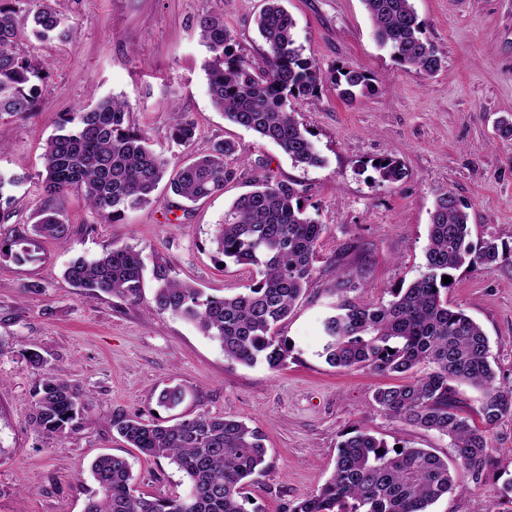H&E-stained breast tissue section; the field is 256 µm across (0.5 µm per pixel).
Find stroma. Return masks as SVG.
Returning <instances> with one entry per match:
<instances>
[{"mask_svg":"<svg viewBox=\"0 0 512 512\" xmlns=\"http://www.w3.org/2000/svg\"><path fill=\"white\" fill-rule=\"evenodd\" d=\"M75 42L23 41L21 48L50 65L40 106L26 119L0 117V172L18 177L0 238L30 230L41 203L37 173L45 141L61 113L109 95L124 96L130 122L171 162L188 151L231 138L238 144V180L223 194L192 205L181 220H166L157 203L128 212L116 224L99 219L82 195L69 194L67 243L41 239L25 262L0 257V512H83L97 486L90 464L100 454L128 459L139 492L175 497L187 480L166 460L126 447L115 417L170 419L208 412L231 416L265 433L268 468L248 488L254 512H288L294 502L330 477L337 445L355 429H368L388 445L449 451L447 440L381 411L377 387L397 376L330 366L321 356L322 323L333 313L328 293L337 263L361 269L351 300H390L392 290L419 276L430 214L437 195L452 191L469 215L473 242L493 238L512 247V139L499 138L495 122L512 115V0H413L425 35L443 56L426 77L401 67L372 35L361 0H286L304 56L324 74L319 100H294L296 119L310 132L322 166L294 165L275 143L234 125L216 111L200 67L206 54L197 35L199 16L216 11L244 54L261 62L266 46L256 17L263 0H51ZM353 65L377 79V93L344 102L330 77ZM198 126L193 148L168 137L171 109ZM392 154L408 175L391 184L370 180L363 164ZM263 159L275 179L297 183L327 229L306 298L282 324L293 361L280 371L265 364L232 365L219 343L190 322L148 310L155 283L143 300L89 296L64 278L74 258L129 245L145 263L164 260L177 279L221 296L253 283L254 270L221 266L211 245L216 224L232 200L246 192ZM451 306L463 309L489 338L498 382L512 384V260L478 272L455 271ZM64 370L88 394L81 428L48 438L29 422L32 393L41 374L27 353ZM170 385L186 393L177 412L157 405ZM497 482L480 488L458 481L432 512H477L495 504Z\"/></svg>","mask_w":512,"mask_h":512,"instance_id":"1","label":"stroma"}]
</instances>
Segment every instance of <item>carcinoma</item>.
<instances>
[{"mask_svg":"<svg viewBox=\"0 0 512 512\" xmlns=\"http://www.w3.org/2000/svg\"><path fill=\"white\" fill-rule=\"evenodd\" d=\"M284 2L264 0L258 16L257 28L267 47L260 66L241 53L222 15L200 16L199 38L207 50L201 69L212 105L225 119L275 143L294 164L318 167L322 159L291 101L316 102L321 73L297 45L295 21ZM362 3L377 43L400 65L424 76L440 70L442 55L425 36L412 0ZM22 15L30 19V33L39 41L74 39L73 27L65 25L47 0H0V116L25 118L35 112L41 84L49 76L46 63L20 48ZM333 84L348 103L377 91L375 79L351 65L336 71ZM196 135L194 121L171 113L173 142L190 147ZM237 152L234 141L216 140L171 176V161L131 126L123 97L67 112L43 146L42 171L37 174L42 198L31 235L0 239V256H30L24 245L33 236L66 242L70 227L61 219V207L71 192L81 193L102 221L116 223L127 211L157 202L155 191L167 179L172 193L167 208L184 211L187 203L221 193L236 179ZM369 169L388 183L407 176L405 165L391 155L379 158L377 165L362 166L364 172ZM16 184L0 174L1 218L11 207L10 190ZM468 225L469 215L454 193L439 194L430 215L424 270L385 303L351 301L348 293L356 288L359 269L339 268L328 289L337 303L323 323L321 353L334 367L403 376L399 384L377 388L375 404L410 426L448 439L453 464L430 448L404 444L398 452L357 429L338 444L331 477L289 512H428L459 480L481 487L491 477L501 482L499 499L512 504V464L502 462L490 442L491 430L512 415V385L496 380L488 337L464 311L448 307V285L442 281L463 267L488 269L512 258V252L494 239L473 244ZM325 230L307 212L297 184L263 174L251 190L235 198L211 240L223 264L254 267L255 283L233 294L209 296L172 279L167 265L157 260L152 310L192 322L218 341L229 363L261 362L272 371L285 369L293 355L287 339L279 336L280 325L313 282ZM145 270L142 252L124 245L91 260L70 262L65 276L82 292L135 304L141 300ZM458 384L481 390V425L462 414ZM85 398L86 392L52 369L34 389L31 423L43 435L68 436L78 430ZM183 398L179 387L168 386L160 391L158 404L173 410ZM112 428L141 455L173 464L188 479L189 489L182 497H145L137 493L130 462L103 454L91 464L98 491L83 512H249L247 487L264 469L266 456L258 428L207 412L179 417L169 425L122 417Z\"/></svg>","mask_w":512,"mask_h":512,"instance_id":"cac0c4a2","label":"carcinoma"}]
</instances>
